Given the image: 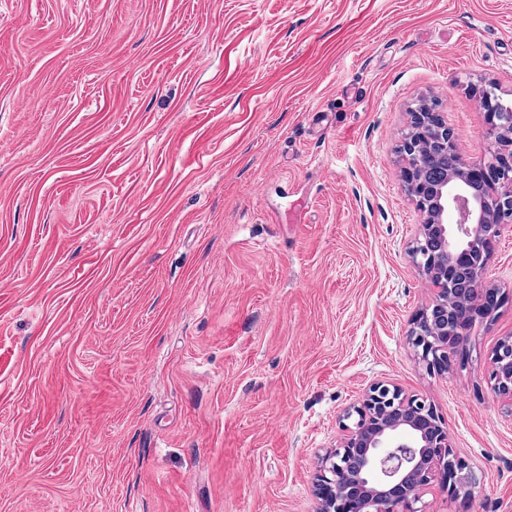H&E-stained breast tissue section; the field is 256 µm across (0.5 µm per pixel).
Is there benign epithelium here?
<instances>
[{
  "instance_id": "1",
  "label": "benign epithelium",
  "mask_w": 512,
  "mask_h": 512,
  "mask_svg": "<svg viewBox=\"0 0 512 512\" xmlns=\"http://www.w3.org/2000/svg\"><path fill=\"white\" fill-rule=\"evenodd\" d=\"M478 103L488 110L486 137L495 145L483 158L465 157L445 116L428 100L410 112L400 148L407 191L424 214L411 257L435 290L411 339L427 368L440 373L462 354L476 324L504 302L485 274L503 227L512 224V109H494L487 90ZM419 135L451 159L443 177L424 173L428 158L416 145ZM491 368L495 393L512 405L511 335L497 343ZM353 412L358 419L340 448L318 465L319 512H420V492L435 480L454 494L476 486L432 405L377 382Z\"/></svg>"
}]
</instances>
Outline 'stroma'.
Masks as SVG:
<instances>
[{"label": "stroma", "instance_id": "obj_1", "mask_svg": "<svg viewBox=\"0 0 512 512\" xmlns=\"http://www.w3.org/2000/svg\"><path fill=\"white\" fill-rule=\"evenodd\" d=\"M512 99V0H0V512H316L384 382L512 512L508 296L448 373L400 146L435 101L468 158ZM491 379L495 393L512 407V336L499 340L491 358Z\"/></svg>", "mask_w": 512, "mask_h": 512}]
</instances>
